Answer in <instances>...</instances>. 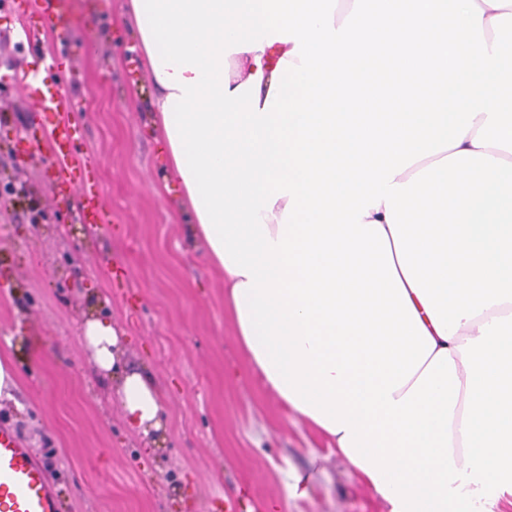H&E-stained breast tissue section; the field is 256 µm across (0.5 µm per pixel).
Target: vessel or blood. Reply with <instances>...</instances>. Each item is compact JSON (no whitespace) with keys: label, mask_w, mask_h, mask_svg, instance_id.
I'll list each match as a JSON object with an SVG mask.
<instances>
[{"label":"vessel or blood","mask_w":512,"mask_h":512,"mask_svg":"<svg viewBox=\"0 0 512 512\" xmlns=\"http://www.w3.org/2000/svg\"><path fill=\"white\" fill-rule=\"evenodd\" d=\"M20 8L26 21L24 35L33 39L54 17L61 0H10ZM46 77L29 80L27 86L36 97L41 123L48 130L51 155L48 168L59 186L78 189L77 220L82 224L105 223L103 189L91 163L77 160L83 142V127L69 120L75 111L69 82L58 61H50ZM224 512H266L254 501L247 487H239L224 497ZM59 493L43 464L6 424L0 423V512H59Z\"/></svg>","instance_id":"obj_1"}]
</instances>
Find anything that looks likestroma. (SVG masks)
<instances>
[{"instance_id": "35a3bbf8", "label": "stroma", "mask_w": 512, "mask_h": 512, "mask_svg": "<svg viewBox=\"0 0 512 512\" xmlns=\"http://www.w3.org/2000/svg\"><path fill=\"white\" fill-rule=\"evenodd\" d=\"M127 0H62L36 49L20 17L0 11V358L17 372V404L0 406L45 465L64 512H212L250 484L269 512H388L329 439L267 390L242 349L224 274L189 233L193 214L154 134V86ZM59 55L104 191L105 225L59 208L43 132L20 87ZM21 62L8 68L4 60ZM27 183L29 194H8ZM126 332L127 367L163 395L157 443L136 434L111 383L93 373L83 317ZM326 456L324 469L310 452ZM309 477L297 498L284 470Z\"/></svg>"}]
</instances>
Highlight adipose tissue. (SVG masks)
I'll return each instance as SVG.
<instances>
[{
	"instance_id": "1",
	"label": "adipose tissue",
	"mask_w": 512,
	"mask_h": 512,
	"mask_svg": "<svg viewBox=\"0 0 512 512\" xmlns=\"http://www.w3.org/2000/svg\"><path fill=\"white\" fill-rule=\"evenodd\" d=\"M130 7L264 387L389 512H488L512 494V0ZM80 334L158 431L122 329Z\"/></svg>"
}]
</instances>
